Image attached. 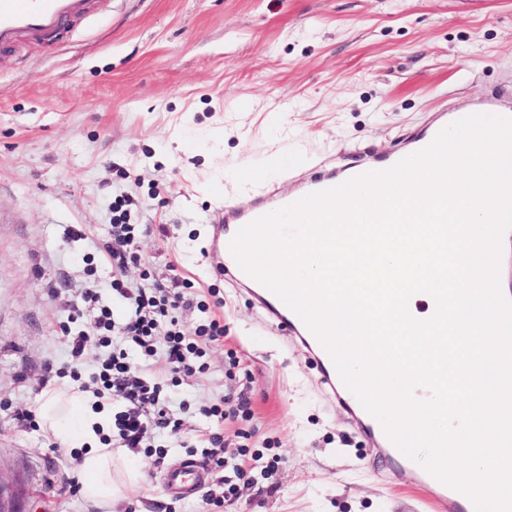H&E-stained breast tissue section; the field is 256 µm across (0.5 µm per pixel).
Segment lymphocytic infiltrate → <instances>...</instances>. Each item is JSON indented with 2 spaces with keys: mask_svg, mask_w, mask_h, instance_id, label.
I'll return each mask as SVG.
<instances>
[{
  "mask_svg": "<svg viewBox=\"0 0 512 512\" xmlns=\"http://www.w3.org/2000/svg\"><path fill=\"white\" fill-rule=\"evenodd\" d=\"M125 204L122 198L114 201L112 233L101 245L112 260V293L123 306L124 319L115 322L111 310L99 306L95 289H85L82 306L74 310L72 317L77 320L92 314L93 329L70 332L69 344L77 364L89 352L102 347L110 350L91 377L96 397L121 406L114 415L112 435L102 436V443L119 441L121 447L142 453L158 465L167 451L156 446V436L177 435L182 423L163 396V385L152 370L158 366L164 372L185 377L206 373V347L223 339L224 321L210 315L206 300L153 284L134 286L125 280L127 255L139 234L138 225L127 221ZM192 306L206 313L207 318L189 331L182 325L181 314ZM202 412L213 421L214 428L202 440L201 455L207 464L223 467V425L228 420L250 419L249 400L241 393L228 395L223 401L203 407Z\"/></svg>",
  "mask_w": 512,
  "mask_h": 512,
  "instance_id": "1",
  "label": "lymphocytic infiltrate"
}]
</instances>
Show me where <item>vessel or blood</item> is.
<instances>
[{"label": "vessel or blood", "instance_id": "1", "mask_svg": "<svg viewBox=\"0 0 512 512\" xmlns=\"http://www.w3.org/2000/svg\"><path fill=\"white\" fill-rule=\"evenodd\" d=\"M86 8L87 0H0V48H10L24 36L61 34L64 24L80 18ZM475 111L482 115L512 118V96L501 92L491 93L476 106ZM460 118L457 112L436 114L425 133L406 138L396 152L384 161V168H392L402 159L425 149L445 127ZM367 171V165L346 164L337 169L310 173L300 181L294 194L269 192L221 204L210 217L205 256L219 275L245 287L271 320L305 346L311 359L320 367L322 380L332 398L348 408L352 427L372 439L375 457L395 461L401 468L413 471L415 483L430 494L432 501L445 502L448 512H475L474 504L466 494L441 482L429 472L416 469L414 461L388 437L380 421L346 388L331 356L315 334L277 295L244 272L231 251V243L240 228L295 203L298 196L334 188ZM204 479L197 461L193 459L183 461L179 467L167 473L168 484L176 489L183 488L189 481L201 485Z\"/></svg>", "mask_w": 512, "mask_h": 512}]
</instances>
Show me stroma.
I'll return each instance as SVG.
<instances>
[{
	"label": "stroma",
	"mask_w": 512,
	"mask_h": 512,
	"mask_svg": "<svg viewBox=\"0 0 512 512\" xmlns=\"http://www.w3.org/2000/svg\"><path fill=\"white\" fill-rule=\"evenodd\" d=\"M90 3L58 39L0 52V473L25 489L21 512H99L69 491L72 449L15 412L39 411L47 365H71L61 327L83 289L123 317L99 250L118 196L130 223L150 227L126 279L147 272L170 288L179 275L224 302L209 371L161 377L183 419L180 437L158 440L164 464L123 450L118 469L141 479L119 512H206L202 493H172L165 474L210 429L201 403L240 390L252 418L225 422L224 469L204 485L236 478V434L248 433L223 512H440L411 473L374 459L305 351L203 251L210 213L245 191L241 170L289 193L304 157L375 163L435 113L512 92V0ZM78 224L84 237L70 233Z\"/></svg>",
	"instance_id": "1"
}]
</instances>
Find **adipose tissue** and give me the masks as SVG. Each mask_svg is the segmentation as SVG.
I'll use <instances>...</instances> for the list:
<instances>
[{"instance_id": "ef3b65f1", "label": "adipose tissue", "mask_w": 512, "mask_h": 512, "mask_svg": "<svg viewBox=\"0 0 512 512\" xmlns=\"http://www.w3.org/2000/svg\"><path fill=\"white\" fill-rule=\"evenodd\" d=\"M41 413L47 430L59 443L82 449L85 497L98 505L113 501L119 488L112 478V451L99 445L100 431L109 426L108 406H93L77 391L54 393L43 403Z\"/></svg>"}]
</instances>
